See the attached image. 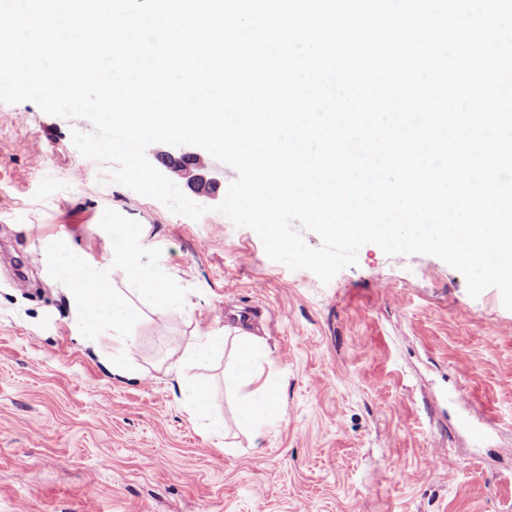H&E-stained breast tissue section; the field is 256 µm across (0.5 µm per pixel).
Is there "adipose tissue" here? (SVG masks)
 Returning <instances> with one entry per match:
<instances>
[{"label": "adipose tissue", "mask_w": 512, "mask_h": 512, "mask_svg": "<svg viewBox=\"0 0 512 512\" xmlns=\"http://www.w3.org/2000/svg\"><path fill=\"white\" fill-rule=\"evenodd\" d=\"M124 264L137 296L158 312L190 317V309L182 303L170 279L143 253L125 252ZM68 286L71 303L81 315L85 338L91 341L103 331H111L112 372L119 376L130 374L129 354L136 345L131 329L140 320L139 310L112 287L105 275L90 270L88 264L70 267ZM224 351L232 356L225 382L238 392L237 423L244 430L261 433L282 418L281 385L274 373L266 371L269 352L246 322H229L198 333L184 345L172 368L179 374L187 366Z\"/></svg>", "instance_id": "ef3b65f1"}]
</instances>
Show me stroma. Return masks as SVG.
Returning a JSON list of instances; mask_svg holds the SVG:
<instances>
[{
	"mask_svg": "<svg viewBox=\"0 0 512 512\" xmlns=\"http://www.w3.org/2000/svg\"><path fill=\"white\" fill-rule=\"evenodd\" d=\"M75 129L92 125L0 103V512H512V311L496 289L471 298L439 258L374 244L322 283L223 214L195 221L112 183ZM117 224L142 225L132 248L192 309L142 306L138 377L113 375L111 335L80 339L63 269L13 278L19 256L62 242L127 289ZM242 310L284 380L260 439L235 424L224 357L186 372L212 388L216 436L168 370Z\"/></svg>",
	"mask_w": 512,
	"mask_h": 512,
	"instance_id": "35a3bbf8",
	"label": "stroma"
}]
</instances>
